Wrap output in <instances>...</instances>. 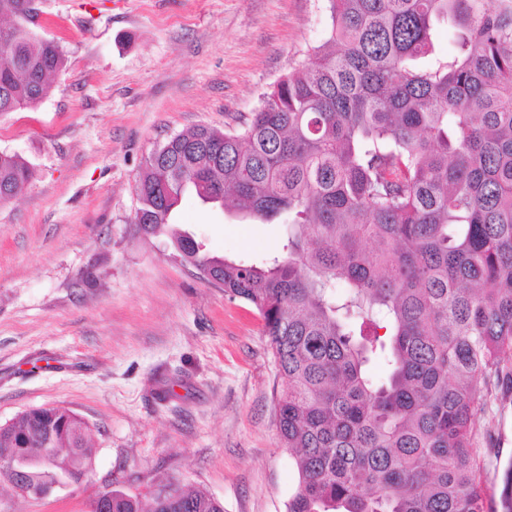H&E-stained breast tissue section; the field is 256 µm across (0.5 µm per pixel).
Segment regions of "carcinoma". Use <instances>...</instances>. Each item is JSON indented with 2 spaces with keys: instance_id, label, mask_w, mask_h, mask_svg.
<instances>
[{
  "instance_id": "carcinoma-1",
  "label": "carcinoma",
  "mask_w": 512,
  "mask_h": 512,
  "mask_svg": "<svg viewBox=\"0 0 512 512\" xmlns=\"http://www.w3.org/2000/svg\"><path fill=\"white\" fill-rule=\"evenodd\" d=\"M328 38L238 128L171 136L142 164L133 222L252 307L278 375L288 512H488L475 418L512 391V0H328ZM0 113L37 106L65 66L0 0ZM448 20L442 56L434 24ZM0 153V202L29 179ZM288 226L262 264L212 256L171 223L182 197ZM345 291L336 294V284ZM376 362L385 375L373 377ZM87 424L36 407L0 430V469L39 448L80 486ZM503 512H512V467ZM112 512H142L112 491ZM152 512H224L169 484Z\"/></svg>"
}]
</instances>
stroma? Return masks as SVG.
Returning a JSON list of instances; mask_svg holds the SVG:
<instances>
[{
	"instance_id": "35a3bbf8",
	"label": "stroma",
	"mask_w": 512,
	"mask_h": 512,
	"mask_svg": "<svg viewBox=\"0 0 512 512\" xmlns=\"http://www.w3.org/2000/svg\"><path fill=\"white\" fill-rule=\"evenodd\" d=\"M66 64L48 97L0 116V152L32 179L0 206V424L41 406L85 419L80 488L42 500L0 483V512H91L106 478L147 496L165 475L224 512H287L298 475L276 427L258 313L133 222L136 177L170 136L237 126L330 25L328 0H38ZM175 223L214 256L264 262L280 224L185 195ZM487 498L512 465V393L477 421Z\"/></svg>"
}]
</instances>
